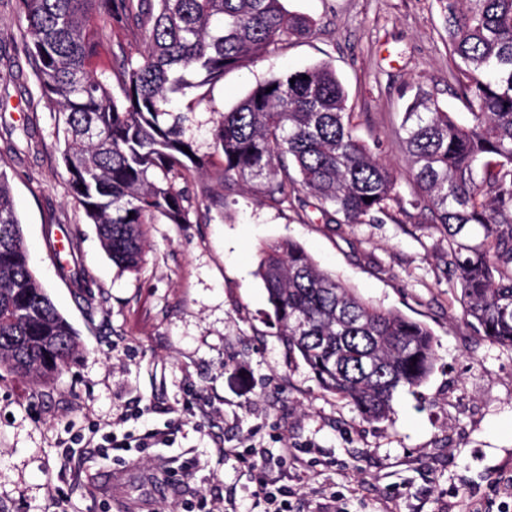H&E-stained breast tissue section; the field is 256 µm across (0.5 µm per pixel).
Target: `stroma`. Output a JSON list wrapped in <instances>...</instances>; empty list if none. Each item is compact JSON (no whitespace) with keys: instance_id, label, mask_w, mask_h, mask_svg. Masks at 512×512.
I'll return each instance as SVG.
<instances>
[{"instance_id":"1","label":"stroma","mask_w":512,"mask_h":512,"mask_svg":"<svg viewBox=\"0 0 512 512\" xmlns=\"http://www.w3.org/2000/svg\"><path fill=\"white\" fill-rule=\"evenodd\" d=\"M313 22L248 67L208 87L190 113L198 154L215 151L219 113L256 82L329 63L348 93L357 133L399 175L410 171L398 129L417 88L465 115L448 73L436 0H285ZM12 0H0V167L6 169L29 262L81 346L49 385L0 377V512H184L250 503L251 471L224 449H310L289 467L296 512L338 492V512H512V348L465 321L448 280V241L402 215L327 224L310 206L278 209L244 181L222 190L198 173L188 224L149 225L140 271L120 270L68 193L52 112L21 45ZM224 196L220 208L201 193ZM79 230L73 259L91 298L59 273L53 230ZM292 239L364 299L425 323L436 340L430 377L395 394L387 420L363 421L290 358L256 275L264 243ZM148 437L144 448L98 447L94 432ZM154 432L164 443L151 440Z\"/></svg>"}]
</instances>
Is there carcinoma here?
I'll use <instances>...</instances> for the list:
<instances>
[{
    "label": "carcinoma",
    "instance_id": "carcinoma-1",
    "mask_svg": "<svg viewBox=\"0 0 512 512\" xmlns=\"http://www.w3.org/2000/svg\"><path fill=\"white\" fill-rule=\"evenodd\" d=\"M462 124L420 88L400 142L413 171L398 176L355 134L335 70L317 63L259 82L214 124L218 178H240L274 206L312 195L345 224L390 214L420 218L448 238L453 289L480 334L512 348V0H438ZM23 50L62 135L70 196L120 268L141 269L146 225L191 223L178 188L208 160L170 108L224 79L311 21L283 0H15ZM116 22L126 43L105 41ZM308 79H302V76ZM295 82H290V79ZM271 92H266V89ZM190 153H185L182 147ZM372 201L367 203L365 198ZM288 353L319 386L370 422L387 419L400 388L422 385L436 361L433 333L376 306L322 270L298 242L260 249L256 271ZM78 333L29 266L8 175L0 169V371L53 381L78 350Z\"/></svg>",
    "mask_w": 512,
    "mask_h": 512
}]
</instances>
